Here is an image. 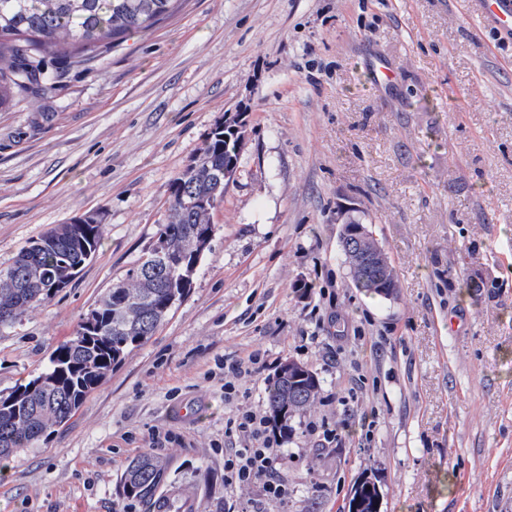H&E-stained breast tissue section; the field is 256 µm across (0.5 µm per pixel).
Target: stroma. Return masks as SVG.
<instances>
[{
    "label": "stroma",
    "mask_w": 512,
    "mask_h": 512,
    "mask_svg": "<svg viewBox=\"0 0 512 512\" xmlns=\"http://www.w3.org/2000/svg\"><path fill=\"white\" fill-rule=\"evenodd\" d=\"M381 57L392 83L372 77ZM228 112L247 128L240 173L189 295L64 427L0 463V512H148L118 493L146 453L200 512H347L365 477L382 512H497L512 490V43L461 0H185L46 94H17L0 111V268L86 213L105 235L68 288L0 326V391L145 256ZM346 209L371 219L392 295L354 287ZM288 360L321 382L281 439L288 498L227 489L225 423L267 415ZM364 410L367 435L306 429Z\"/></svg>",
    "instance_id": "1"
}]
</instances>
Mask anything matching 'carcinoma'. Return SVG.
I'll return each instance as SVG.
<instances>
[{"instance_id":"cac0c4a2","label":"carcinoma","mask_w":512,"mask_h":512,"mask_svg":"<svg viewBox=\"0 0 512 512\" xmlns=\"http://www.w3.org/2000/svg\"><path fill=\"white\" fill-rule=\"evenodd\" d=\"M177 0H0V110L19 90L36 95L61 82L65 71L39 74L42 87L28 86L26 67L46 59L81 66L126 35L145 32L168 19ZM224 140L210 133L200 154L175 179L169 198L171 220L159 225L155 244L166 253L150 264H136L112 284L83 317L74 336L59 345L47 367L25 383L0 391V459L31 448L45 434L68 422L86 398L135 348L147 343L170 312L190 293L204 255L200 235L213 230L214 206L224 200ZM85 215V226L58 224L23 247L13 264L0 268V325L48 301L74 280L86 263L84 249L96 252L104 225ZM391 267L370 263L352 273L355 288L381 295ZM295 379L283 365L266 388L270 417L283 434L293 414L314 402L320 380L306 367ZM164 464L149 455L131 461L120 478L122 496L151 503L161 485Z\"/></svg>"}]
</instances>
